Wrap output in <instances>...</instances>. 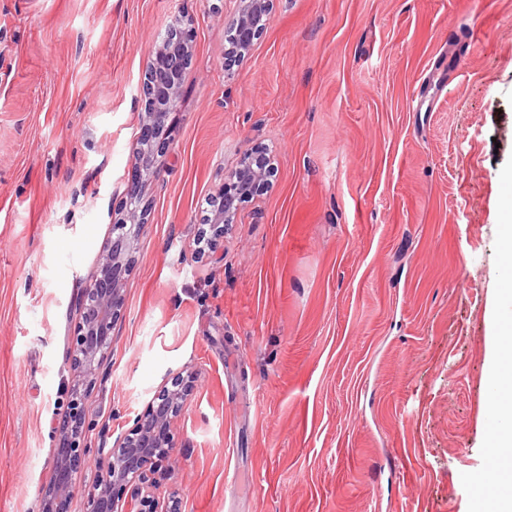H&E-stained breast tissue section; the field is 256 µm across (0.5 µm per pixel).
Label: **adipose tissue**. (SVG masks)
Returning <instances> with one entry per match:
<instances>
[{
  "label": "adipose tissue",
  "instance_id": "adipose-tissue-1",
  "mask_svg": "<svg viewBox=\"0 0 512 512\" xmlns=\"http://www.w3.org/2000/svg\"><path fill=\"white\" fill-rule=\"evenodd\" d=\"M501 325L497 333L496 357L489 367L493 400L490 417L494 423L496 447H512V350H505L507 337L512 336V289L501 294L498 302Z\"/></svg>",
  "mask_w": 512,
  "mask_h": 512
}]
</instances>
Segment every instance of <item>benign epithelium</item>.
Here are the masks:
<instances>
[{
    "label": "benign epithelium",
    "mask_w": 512,
    "mask_h": 512,
    "mask_svg": "<svg viewBox=\"0 0 512 512\" xmlns=\"http://www.w3.org/2000/svg\"><path fill=\"white\" fill-rule=\"evenodd\" d=\"M273 0H239L237 19L227 35L224 63L229 66L245 56L270 19ZM178 36L155 45L141 82L144 111L138 124L135 180L114 217L116 236L104 246L91 282L80 300L81 323L70 363L71 403L61 427L51 484L40 500L39 512H68L77 488V477L86 462L81 439L86 423L82 389L94 386L101 360L112 344V326L124 303L123 280L134 258L135 241L148 213L142 206V177L156 173V159L169 145L167 117L179 102L184 72L192 57L193 29L177 18ZM275 169L269 154L257 148L240 165L224 175L212 203L207 224L213 237L224 233L244 203L270 184ZM194 382L191 372L172 374L171 386H161L136 416L133 426L116 437L107 453L105 476L84 490L85 512H177L158 510V503L142 492L147 472L162 466L173 469V422L181 412Z\"/></svg>",
    "instance_id": "7a95c632"
}]
</instances>
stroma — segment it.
Masks as SVG:
<instances>
[{
	"label": "stroma",
	"instance_id": "obj_1",
	"mask_svg": "<svg viewBox=\"0 0 512 512\" xmlns=\"http://www.w3.org/2000/svg\"><path fill=\"white\" fill-rule=\"evenodd\" d=\"M0 0V512H38L79 300L132 175L141 76L192 22L148 222L88 390L69 512L168 371L196 381L153 490L179 512H473L504 463L485 365L505 285L512 0ZM276 167L196 258L255 147ZM484 483H476V476ZM273 0H239L237 19L227 35L224 63L230 66L245 56L258 40L270 19Z\"/></svg>",
	"mask_w": 512,
	"mask_h": 512
}]
</instances>
